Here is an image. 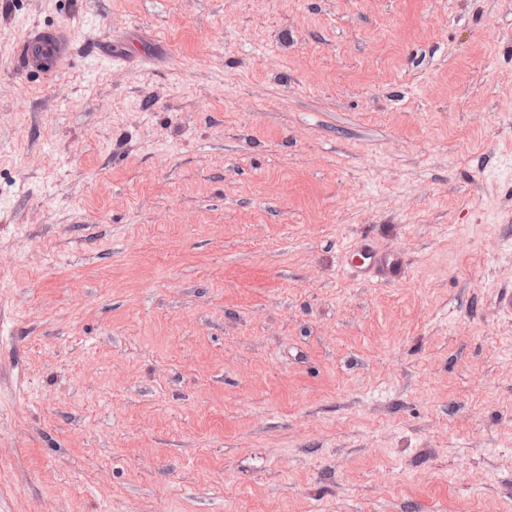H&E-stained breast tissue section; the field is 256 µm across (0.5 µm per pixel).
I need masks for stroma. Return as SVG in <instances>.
Returning <instances> with one entry per match:
<instances>
[{
  "label": "stroma",
  "mask_w": 512,
  "mask_h": 512,
  "mask_svg": "<svg viewBox=\"0 0 512 512\" xmlns=\"http://www.w3.org/2000/svg\"><path fill=\"white\" fill-rule=\"evenodd\" d=\"M509 99L512 0H14L0 512H512ZM73 46L63 29L28 27L25 37L14 49V60L18 69L25 74L38 73L45 56L52 64H61L72 58ZM349 252L353 259H358L361 256L363 260H369L366 266H364L365 261L353 263L352 267L357 272L366 273L378 269L386 275H391L398 267L399 259L396 255H378L363 241L351 246Z\"/></svg>",
  "instance_id": "obj_1"
}]
</instances>
